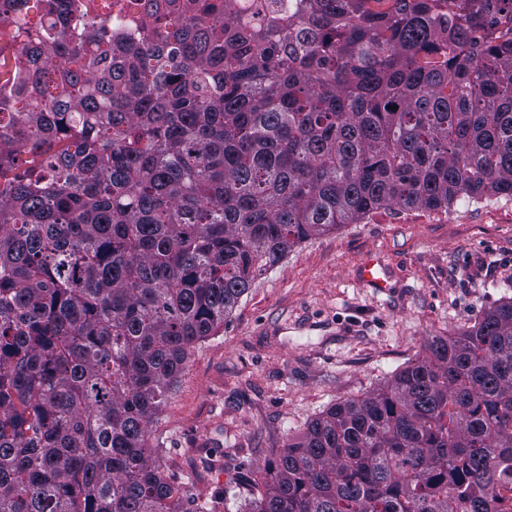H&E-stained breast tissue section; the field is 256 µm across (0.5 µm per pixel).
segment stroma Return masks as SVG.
<instances>
[{"instance_id": "1", "label": "stroma", "mask_w": 512, "mask_h": 512, "mask_svg": "<svg viewBox=\"0 0 512 512\" xmlns=\"http://www.w3.org/2000/svg\"><path fill=\"white\" fill-rule=\"evenodd\" d=\"M369 258L386 288L362 279ZM510 298L512 197L395 206L310 237L197 346L152 423L153 444L188 504L237 512L225 491L259 479L307 422Z\"/></svg>"}]
</instances>
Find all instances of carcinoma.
Returning a JSON list of instances; mask_svg holds the SVG:
<instances>
[{"mask_svg":"<svg viewBox=\"0 0 512 512\" xmlns=\"http://www.w3.org/2000/svg\"><path fill=\"white\" fill-rule=\"evenodd\" d=\"M0 512H188L150 424L299 243L512 196V0H0ZM512 298L288 439L248 512H499Z\"/></svg>","mask_w":512,"mask_h":512,"instance_id":"1","label":"carcinoma"}]
</instances>
